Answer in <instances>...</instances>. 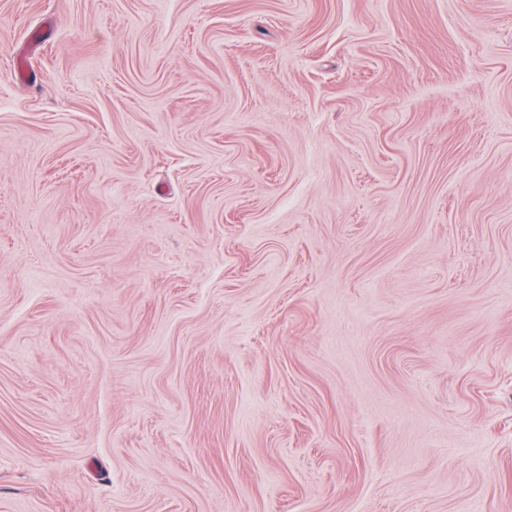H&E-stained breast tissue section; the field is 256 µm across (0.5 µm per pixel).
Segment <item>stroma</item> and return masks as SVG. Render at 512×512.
<instances>
[{
  "mask_svg": "<svg viewBox=\"0 0 512 512\" xmlns=\"http://www.w3.org/2000/svg\"><path fill=\"white\" fill-rule=\"evenodd\" d=\"M0 512H512V0H0Z\"/></svg>",
  "mask_w": 512,
  "mask_h": 512,
  "instance_id": "1",
  "label": "stroma"
}]
</instances>
